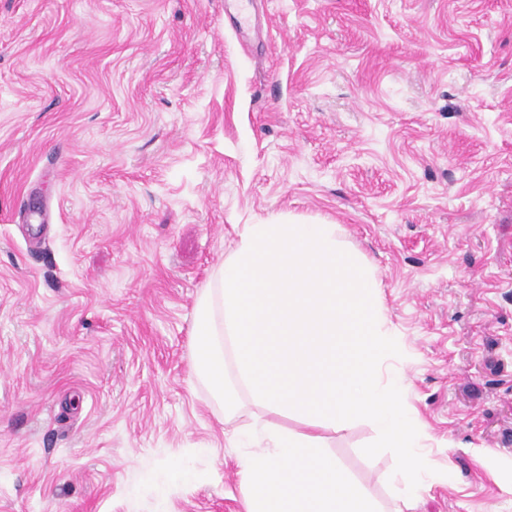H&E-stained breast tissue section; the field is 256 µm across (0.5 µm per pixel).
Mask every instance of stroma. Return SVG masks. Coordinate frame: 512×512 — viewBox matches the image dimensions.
Here are the masks:
<instances>
[{"instance_id": "stroma-1", "label": "stroma", "mask_w": 512, "mask_h": 512, "mask_svg": "<svg viewBox=\"0 0 512 512\" xmlns=\"http://www.w3.org/2000/svg\"><path fill=\"white\" fill-rule=\"evenodd\" d=\"M239 17L0 0V512H245L191 378L195 305L239 225L288 217L340 225L374 270L450 474L417 512H512V0ZM373 436L327 444L385 500ZM179 459L210 478L158 501Z\"/></svg>"}]
</instances>
